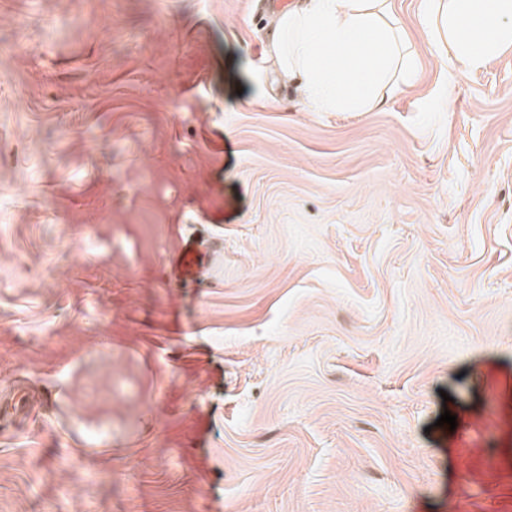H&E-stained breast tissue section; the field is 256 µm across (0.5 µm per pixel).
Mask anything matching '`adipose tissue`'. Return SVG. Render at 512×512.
Segmentation results:
<instances>
[{
  "instance_id": "ef3b65f1",
  "label": "adipose tissue",
  "mask_w": 512,
  "mask_h": 512,
  "mask_svg": "<svg viewBox=\"0 0 512 512\" xmlns=\"http://www.w3.org/2000/svg\"><path fill=\"white\" fill-rule=\"evenodd\" d=\"M421 24L452 80L512 46V0H423ZM406 42L392 0H295L276 12L267 55L310 111L363 112L413 80L417 61Z\"/></svg>"
}]
</instances>
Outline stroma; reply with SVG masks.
Here are the masks:
<instances>
[{
  "label": "stroma",
  "instance_id": "stroma-1",
  "mask_svg": "<svg viewBox=\"0 0 512 512\" xmlns=\"http://www.w3.org/2000/svg\"><path fill=\"white\" fill-rule=\"evenodd\" d=\"M262 2L0 0V512H512V48L312 112ZM199 247V243L189 239L179 255V262L186 275H195L192 279L203 275L207 268V256Z\"/></svg>",
  "mask_w": 512,
  "mask_h": 512
}]
</instances>
